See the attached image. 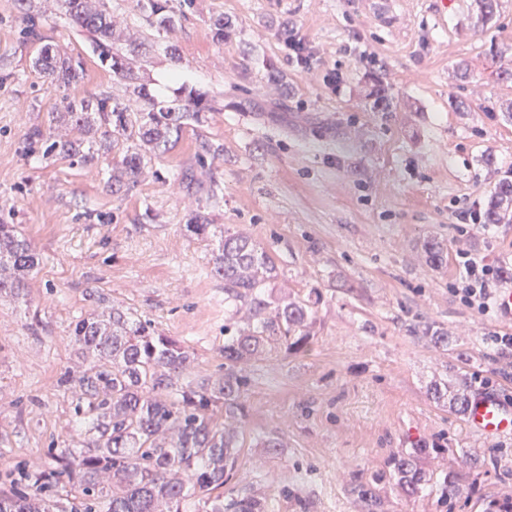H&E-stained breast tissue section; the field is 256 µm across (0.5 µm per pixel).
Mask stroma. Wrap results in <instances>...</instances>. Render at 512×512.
<instances>
[{
    "label": "stroma",
    "instance_id": "1",
    "mask_svg": "<svg viewBox=\"0 0 512 512\" xmlns=\"http://www.w3.org/2000/svg\"><path fill=\"white\" fill-rule=\"evenodd\" d=\"M106 3L137 38L118 43L137 84L164 102L196 91L211 107L124 196L87 167L27 153L26 130L62 100L140 103L58 0H30L53 50L85 64L81 83L51 86L17 0H0V217L39 258L25 300L0 297V474L49 462L76 435L84 364L69 329L97 307L122 305L181 341L188 378L221 372L224 340L244 321L210 272V245L186 228L201 209L269 250L277 294L315 302L306 352L245 367L243 445L225 494H251L265 512H365L356 490L369 486L377 512H504L512 435L481 437L432 388L463 380L468 396L512 408V357L492 340L512 318L464 303L456 256L496 270L491 294L512 289V223L458 217L512 174V83L492 59L512 60V0L486 25L475 0H193L160 37L137 0ZM292 39L309 66L291 57ZM201 137L213 199L185 188ZM431 239L443 247L435 264ZM269 433L278 453L259 445ZM419 447L427 482L410 498L391 461ZM448 473L461 479L446 494Z\"/></svg>",
    "mask_w": 512,
    "mask_h": 512
}]
</instances>
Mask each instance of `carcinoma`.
<instances>
[{
	"label": "carcinoma",
	"mask_w": 512,
	"mask_h": 512,
	"mask_svg": "<svg viewBox=\"0 0 512 512\" xmlns=\"http://www.w3.org/2000/svg\"><path fill=\"white\" fill-rule=\"evenodd\" d=\"M73 27L86 33L100 66L127 82L133 73L114 48L112 16L105 0H60ZM142 8L156 20V32L169 27L159 0ZM26 42L44 41L38 20L26 13ZM36 64L52 85L68 88L84 79L82 59L55 54L47 46L37 50ZM134 92L145 107L132 110L108 94L68 101L48 113L47 126L26 133L33 144L49 139L58 128L78 132L77 138L52 141L46 152L58 153L82 166H92L99 155L123 148L118 180L109 182L117 194L132 190L152 156L166 149L172 136L181 135L190 120L206 108L198 96L160 105L141 86ZM485 223H512V178L501 179L489 195ZM187 228L198 239L209 237L207 214L196 210ZM212 273L224 280L226 300L247 312L248 327L224 341V372L201 380L181 381L189 356L181 342L159 333L151 323L133 318L112 306L83 317L71 327L89 367L79 383L81 396L75 412L87 422L85 450L75 454L62 448L52 463L27 470L23 483L0 478V512H53L65 483L77 482L81 501L73 512H264L250 495L224 500V484L235 475L238 435L224 425L246 414L248 377L239 364L285 348L305 351L310 342L312 308L305 300H285L267 291L277 280V265L268 250L245 233L220 236L212 249ZM38 265L37 254L18 229L0 218V295L19 300ZM422 452L414 448L393 459L392 478L402 492L416 495L424 476L415 463Z\"/></svg>",
	"instance_id": "carcinoma-1"
}]
</instances>
